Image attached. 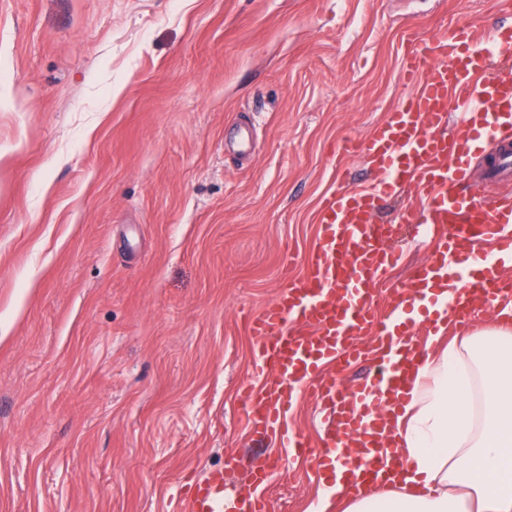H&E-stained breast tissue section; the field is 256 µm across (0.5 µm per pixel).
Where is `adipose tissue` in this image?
<instances>
[{
    "instance_id": "adipose-tissue-1",
    "label": "adipose tissue",
    "mask_w": 512,
    "mask_h": 512,
    "mask_svg": "<svg viewBox=\"0 0 512 512\" xmlns=\"http://www.w3.org/2000/svg\"><path fill=\"white\" fill-rule=\"evenodd\" d=\"M400 471L382 492L327 483L315 512H512V329L427 355L398 422Z\"/></svg>"
}]
</instances>
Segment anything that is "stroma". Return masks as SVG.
I'll return each mask as SVG.
<instances>
[{"instance_id": "obj_1", "label": "stroma", "mask_w": 512, "mask_h": 512, "mask_svg": "<svg viewBox=\"0 0 512 512\" xmlns=\"http://www.w3.org/2000/svg\"><path fill=\"white\" fill-rule=\"evenodd\" d=\"M480 17L495 0H0V512H182L214 469L252 492L277 448L239 403L245 317L301 273L320 198L370 178L336 148L403 95L405 29ZM419 206L381 209L390 279L426 258ZM319 490L299 461L264 495Z\"/></svg>"}]
</instances>
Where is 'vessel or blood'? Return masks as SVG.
I'll use <instances>...</instances> for the list:
<instances>
[{
	"label": "vessel or blood",
	"mask_w": 512,
	"mask_h": 512,
	"mask_svg": "<svg viewBox=\"0 0 512 512\" xmlns=\"http://www.w3.org/2000/svg\"><path fill=\"white\" fill-rule=\"evenodd\" d=\"M403 44L406 94L363 140L340 147L374 179L321 198L302 274L247 321L260 379L240 395L250 429L274 437L282 459L311 460L322 481L345 472L355 493L393 457L395 408L428 338L468 327L479 311L512 308V199L465 187L473 160L491 146L488 179L512 178V26L470 21L426 40L405 33ZM407 186L422 203L430 252L395 283L383 274L400 261L388 245L396 228L378 214ZM358 359L379 368L341 388L337 370ZM306 398L333 406L318 444L288 423ZM270 472L255 464L253 492L231 498L223 471H210L191 485L184 512H268L260 490Z\"/></svg>",
	"instance_id": "obj_1"
}]
</instances>
